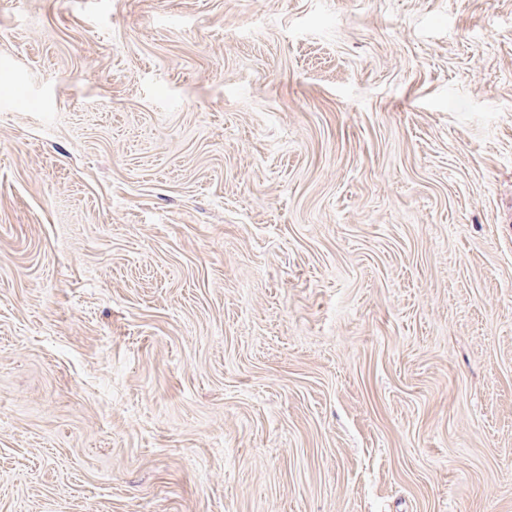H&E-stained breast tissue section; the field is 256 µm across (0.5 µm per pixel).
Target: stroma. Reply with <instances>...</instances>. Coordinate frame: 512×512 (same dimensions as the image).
<instances>
[{"label":"stroma","mask_w":512,"mask_h":512,"mask_svg":"<svg viewBox=\"0 0 512 512\" xmlns=\"http://www.w3.org/2000/svg\"><path fill=\"white\" fill-rule=\"evenodd\" d=\"M0 512H512V0H0Z\"/></svg>","instance_id":"35a3bbf8"}]
</instances>
